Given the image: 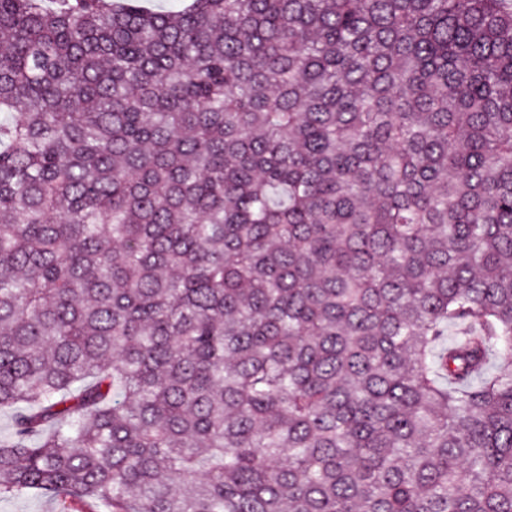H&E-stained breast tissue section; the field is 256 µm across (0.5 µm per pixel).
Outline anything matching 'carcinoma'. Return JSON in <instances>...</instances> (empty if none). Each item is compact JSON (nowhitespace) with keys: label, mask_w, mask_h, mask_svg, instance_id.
<instances>
[{"label":"carcinoma","mask_w":512,"mask_h":512,"mask_svg":"<svg viewBox=\"0 0 512 512\" xmlns=\"http://www.w3.org/2000/svg\"><path fill=\"white\" fill-rule=\"evenodd\" d=\"M0 498L512 512V5L0 0Z\"/></svg>","instance_id":"1"}]
</instances>
